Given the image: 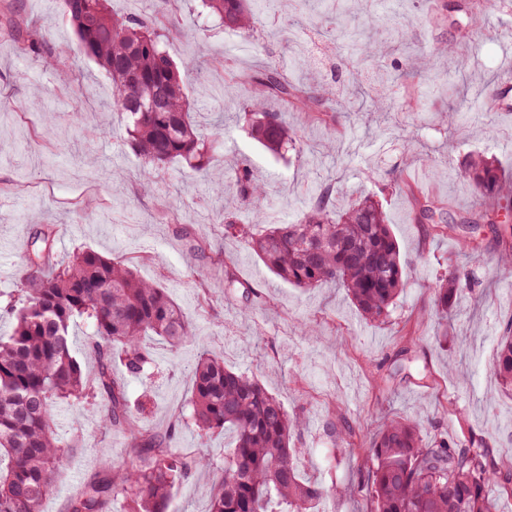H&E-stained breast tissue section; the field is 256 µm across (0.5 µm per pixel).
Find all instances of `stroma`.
Masks as SVG:
<instances>
[{
	"mask_svg": "<svg viewBox=\"0 0 512 512\" xmlns=\"http://www.w3.org/2000/svg\"><path fill=\"white\" fill-rule=\"evenodd\" d=\"M439 0H254L259 19L246 50L228 52L238 32L206 20L198 0H112L120 15L172 10L180 33L169 42L175 60H189L182 76L193 120L214 155L205 172L172 163L145 189L141 162L126 142L125 118L111 111L112 86L84 57L69 55L64 68L40 58L73 43V28L60 0H0V294L16 289L24 252L34 229L54 227L57 258L90 248L127 260L137 274L166 287L192 322L196 341L173 349L155 336L147 374L130 375L121 364L112 374L123 381L143 431L174 432L172 445L210 460L192 471L175 492L167 512H208L210 493L224 479V450L231 433L202 435L190 418L191 373L202 350L220 353L225 366L258 380L289 412L305 419L294 439L299 475L336 486V497L321 512H374L367 491L369 448L381 423L418 418L425 437L475 436L497 458L512 449V393L491 370L499 336L512 321V271L496 267L500 249L484 238L478 250L461 251L454 235L414 223L411 199L400 189L379 193L396 175L423 192L448 200L466 215L481 206L455 175L459 158L479 151L512 168V111L488 109L500 90L512 104V88L500 89L512 69V0H489L481 25L462 35L441 15ZM21 35L50 34L38 53L19 50L9 29ZM368 36L374 57L352 65L354 44ZM451 45L425 77L407 82L398 68L416 67L434 49ZM250 72L273 61L284 74L306 84L324 83L326 107L343 112L346 128L328 151L329 132L303 113L283 119L303 140L301 154L275 156L249 134L243 103L249 85L223 87L220 59ZM359 82L366 101L347 100L344 86ZM386 95L391 108L372 111L369 100ZM459 112L451 125L444 111ZM95 138H85L90 127ZM413 164L404 167L406 153ZM248 169L267 192L260 202L265 221L288 223L322 187H333L332 202L344 207L379 193L402 258L407 285L392 319L374 324L362 318L340 286L306 291L283 283L250 256L242 242L225 236L223 214L247 215L236 174ZM206 240L205 252L191 244ZM255 289L250 316L225 296L224 263ZM455 267L469 272L471 291L448 316V338L436 341V318L427 314L437 274ZM305 322L318 333L301 332ZM407 357H400V350ZM354 430L343 441V426ZM55 429L61 441L73 434L84 449L71 457L42 512H68L84 484L101 476L104 462L128 461L129 439L105 431L98 408L60 407Z\"/></svg>",
	"mask_w": 512,
	"mask_h": 512,
	"instance_id": "stroma-1",
	"label": "stroma"
}]
</instances>
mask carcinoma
<instances>
[{
    "label": "carcinoma",
    "mask_w": 512,
    "mask_h": 512,
    "mask_svg": "<svg viewBox=\"0 0 512 512\" xmlns=\"http://www.w3.org/2000/svg\"><path fill=\"white\" fill-rule=\"evenodd\" d=\"M77 35V51L101 68L112 83V110L126 115L128 142L153 178L181 161L206 170L210 146L196 131L191 103L169 37L178 31L174 14L150 21L119 17L109 0H62ZM252 0H200L208 14L227 28L253 36L257 17ZM478 5L456 0L451 11L476 24ZM227 85L247 83L257 112H247L248 129L274 155L300 148V137L280 113L261 109L263 101L291 106L316 123L336 127V113L321 108L317 89L288 80L280 67L238 73L225 61ZM458 176L489 204L472 217L447 215V205L419 194L402 182L413 199L414 219L433 230L458 236L464 249L477 248L487 225L505 243L496 256L512 268V227L498 228L499 211L512 210V173L492 158L470 153ZM246 204L265 194L247 171L238 177ZM224 233L240 238L248 251L281 281L300 289L336 283L366 320L388 321L406 286L405 262L387 215L376 195L356 199L342 211L322 198L292 224H275L261 233L253 225L224 217ZM56 231L44 226L32 236L24 255L19 288L4 308L15 318L11 334L0 337V512H41L68 458L83 449L75 434L61 444L53 426L57 406L100 403L103 426L131 439L137 460L105 462L107 475L88 482L70 512H112L121 497L125 512H167L174 490L192 470L209 465L203 456L187 457L172 448V436L147 435L130 409L124 383L112 376L120 361L131 374L153 364L143 338L158 336L172 347L195 339L191 322L165 288L137 276L128 263L81 249L66 262L55 259ZM225 287L241 292L243 312L253 308V292L225 264ZM466 275L459 270L436 278L433 314L448 316L462 294ZM83 320L97 336L98 376L90 381L71 352L70 328ZM494 374L512 390V327L498 341ZM192 416L204 434L233 431L224 451V480L211 498L209 512H315L337 489L301 480L291 447L300 420L257 380L224 366L223 357L202 352L192 371ZM512 495V471L480 442L439 435L422 441L421 426L407 419L384 422L370 448L367 489L375 512H497L492 487Z\"/></svg>",
    "instance_id": "1"
}]
</instances>
